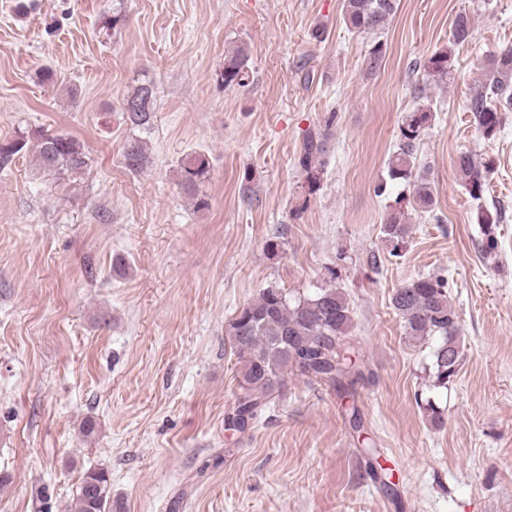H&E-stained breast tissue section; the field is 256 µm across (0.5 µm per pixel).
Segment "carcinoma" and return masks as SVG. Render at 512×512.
Listing matches in <instances>:
<instances>
[{
	"instance_id": "1",
	"label": "carcinoma",
	"mask_w": 512,
	"mask_h": 512,
	"mask_svg": "<svg viewBox=\"0 0 512 512\" xmlns=\"http://www.w3.org/2000/svg\"><path fill=\"white\" fill-rule=\"evenodd\" d=\"M399 0H342V19L353 33H382L395 17ZM472 34L471 20L466 14L456 17L452 43L461 46ZM386 57L382 41L374 42L368 53V71L379 70ZM453 64L446 50L433 54L427 71L445 77ZM487 82L472 91L466 108L487 141L501 130L502 113L512 112V45H507L488 58L485 66ZM249 77L248 49L237 46L224 57L221 75L224 85L245 86ZM156 93L153 83L144 82L131 89L122 102L125 124L133 135L123 146V164L134 173L148 162L147 142L136 132H148L154 124ZM429 119L421 107L408 113L400 126V143L387 162L392 181H408L416 167L417 143ZM327 152V133L319 128L309 130L303 138L298 165L315 185L323 173ZM30 153L45 174L56 179L69 178L83 172L90 157L84 145L68 133L18 132L15 138L0 142V169L13 159ZM210 163L203 154L187 157L181 166V183L186 192L195 194L208 177ZM491 161L464 152L457 156L454 176L474 200L482 198ZM415 210L428 211L434 204L432 188L425 176L414 180L412 198ZM380 232L385 241L398 250L409 235L407 213L400 208L388 212ZM329 279L305 296H292L279 288H266L245 304L227 325V333L239 360L235 406L228 413L229 422L239 421L236 430L246 429L245 420H256L284 382L288 371L329 382L339 397L348 403L351 426L362 429L360 411L355 404L356 384L364 377L359 362V348L354 344V328L350 302L335 285L336 272L328 270ZM396 314L402 319L405 334L412 340L431 338L434 386L448 387L460 362V331L456 311L448 296L447 281L425 276L396 289L391 298ZM71 512H123L122 504L112 498V481L106 470L88 468L76 490Z\"/></svg>"
}]
</instances>
